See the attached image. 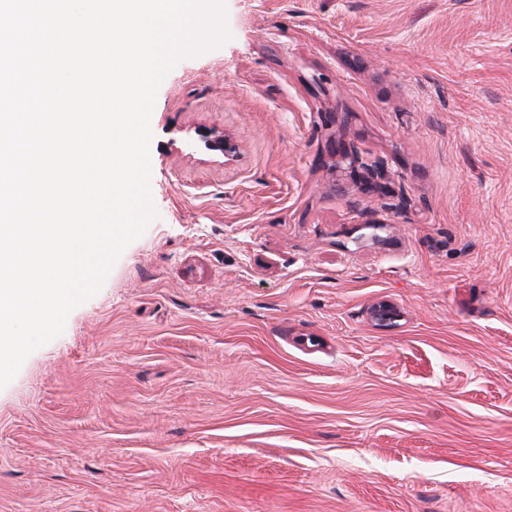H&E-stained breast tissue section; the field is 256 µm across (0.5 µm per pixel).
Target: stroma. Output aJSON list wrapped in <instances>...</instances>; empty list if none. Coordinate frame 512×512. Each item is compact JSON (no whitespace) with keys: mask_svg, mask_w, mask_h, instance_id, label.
I'll return each mask as SVG.
<instances>
[{"mask_svg":"<svg viewBox=\"0 0 512 512\" xmlns=\"http://www.w3.org/2000/svg\"><path fill=\"white\" fill-rule=\"evenodd\" d=\"M224 4L156 217L0 389V512H512V0Z\"/></svg>","mask_w":512,"mask_h":512,"instance_id":"1","label":"stroma"}]
</instances>
